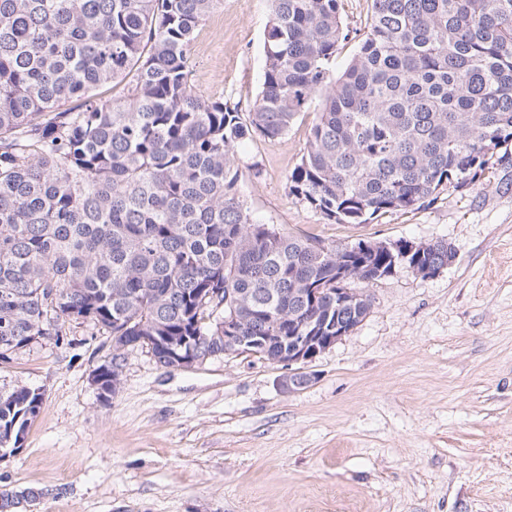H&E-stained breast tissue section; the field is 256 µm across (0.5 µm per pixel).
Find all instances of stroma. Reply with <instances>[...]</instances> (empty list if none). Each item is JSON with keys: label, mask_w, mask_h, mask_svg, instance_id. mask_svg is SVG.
I'll list each match as a JSON object with an SVG mask.
<instances>
[{"label": "stroma", "mask_w": 512, "mask_h": 512, "mask_svg": "<svg viewBox=\"0 0 512 512\" xmlns=\"http://www.w3.org/2000/svg\"><path fill=\"white\" fill-rule=\"evenodd\" d=\"M269 16V0H222L196 32L195 88L249 112ZM312 120L237 147L254 221L329 247L444 241L454 262L370 283L363 321L293 390L286 366L251 354L173 370L135 347L105 402L92 376L112 341L67 325L69 344L0 361V390L43 397L0 488L50 489L33 512H512V169L338 224L288 191Z\"/></svg>", "instance_id": "obj_1"}]
</instances>
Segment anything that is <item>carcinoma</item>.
Masks as SVG:
<instances>
[{
  "label": "carcinoma",
  "mask_w": 512,
  "mask_h": 512,
  "mask_svg": "<svg viewBox=\"0 0 512 512\" xmlns=\"http://www.w3.org/2000/svg\"><path fill=\"white\" fill-rule=\"evenodd\" d=\"M221 0H0V361L65 325L112 336L97 368L169 340L224 353L240 335H323L364 318L370 296L334 291L382 278L393 255H344L250 217L235 148L277 141L321 109L288 176L297 200L341 224L421 207L464 186L512 144V0H372L367 31L331 76L350 30L340 0H270L260 92L247 113L191 84L195 32ZM122 84L104 100L97 89ZM448 264L426 243L407 265ZM324 283L312 299L307 289ZM41 394L0 391V461L38 416Z\"/></svg>",
  "instance_id": "1"
}]
</instances>
